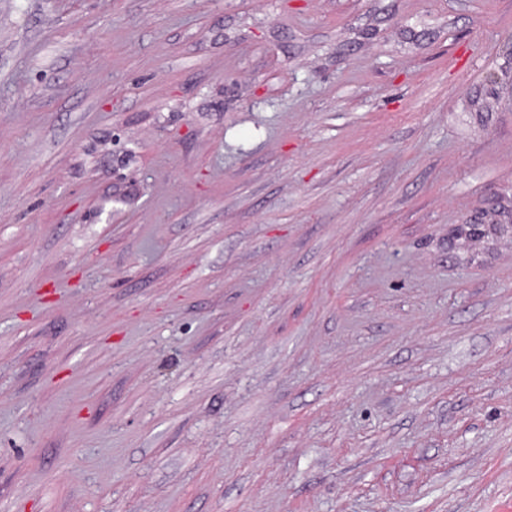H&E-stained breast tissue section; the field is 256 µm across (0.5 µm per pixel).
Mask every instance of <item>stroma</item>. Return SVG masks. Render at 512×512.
Instances as JSON below:
<instances>
[{
    "label": "stroma",
    "mask_w": 512,
    "mask_h": 512,
    "mask_svg": "<svg viewBox=\"0 0 512 512\" xmlns=\"http://www.w3.org/2000/svg\"><path fill=\"white\" fill-rule=\"evenodd\" d=\"M512 0H0V512H512Z\"/></svg>",
    "instance_id": "stroma-1"
}]
</instances>
